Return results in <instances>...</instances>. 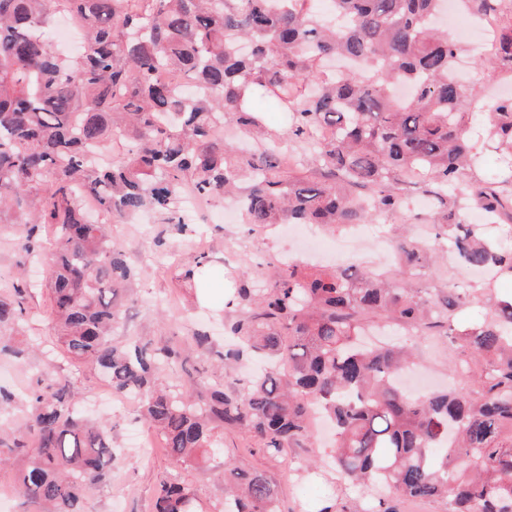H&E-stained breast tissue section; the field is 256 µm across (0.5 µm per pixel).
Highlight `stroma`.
Segmentation results:
<instances>
[{"instance_id": "stroma-1", "label": "stroma", "mask_w": 512, "mask_h": 512, "mask_svg": "<svg viewBox=\"0 0 512 512\" xmlns=\"http://www.w3.org/2000/svg\"><path fill=\"white\" fill-rule=\"evenodd\" d=\"M474 50H465L461 62L475 99L487 101L490 95L512 94V80L499 69L473 66ZM201 222L196 229L177 231L162 216L150 213L130 224L113 228L137 267L135 292L138 302L129 308L127 318L117 331L118 339L142 338L161 347L169 342H183L193 329L210 331L209 351H188L167 372L172 379L191 377L223 385L226 392L239 393L245 386L241 370L225 371L218 357L227 346L224 325L217 311L228 289V271L224 265L226 251L240 255V266L263 268L272 260L296 256L298 239L290 235L287 225L274 224L258 230L248 224H229L223 207L200 211ZM43 252L39 264L23 268V258L9 234L0 233V284L15 280L18 275L37 281L48 267L54 251L53 229L42 228ZM208 266L212 275L213 299L195 298L191 289L182 287L180 273L197 264ZM32 321L28 327V344L36 345L26 363L1 358L0 370L8 377L0 387L23 393L33 384L38 373L74 380L81 400L99 418L113 422L112 444L125 449V456L116 460L106 484L92 491L84 502V512H150L159 481L174 475V465L161 452V437L148 426L135 422L136 405L108 407L112 397L109 384L90 366L77 365L51 355L56 339L51 328L50 300L45 288L35 286L28 297ZM416 365L425 367L440 381H447L454 354L443 336L413 334L407 340ZM224 447L237 466L263 471L278 487L284 512H311L312 503L325 498L344 507L346 512H365L364 488L345 480L341 475L320 465L326 454L324 442L309 440L301 447L288 449L278 457L269 456L259 437L235 426H225Z\"/></svg>"}]
</instances>
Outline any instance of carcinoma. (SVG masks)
Returning a JSON list of instances; mask_svg holds the SVG:
<instances>
[{
  "label": "carcinoma",
  "mask_w": 512,
  "mask_h": 512,
  "mask_svg": "<svg viewBox=\"0 0 512 512\" xmlns=\"http://www.w3.org/2000/svg\"><path fill=\"white\" fill-rule=\"evenodd\" d=\"M512 0H465L500 23L496 52L483 65L512 71ZM0 0V224L28 257L42 224L59 225L48 274L55 336L62 354L97 369L164 439L176 467L224 473L217 512H280L275 485L224 455L221 432L235 425L279 456L311 439L319 408L335 438L330 458L353 483L380 481L400 498L441 500L445 512H512V296L434 278L443 249L473 269L512 276V174L468 178L476 153L466 134L483 106L453 74L461 47L432 17L441 0ZM79 16L83 51L56 49L51 20ZM360 66L336 80L325 59ZM179 71L199 90L185 96L159 77ZM404 82L412 96L402 100ZM258 94L286 107L283 131L250 106ZM239 126L254 148L224 140ZM482 138L512 171V98L495 101ZM115 140L128 142L107 156ZM316 172L291 167L288 146ZM428 197L431 235L398 224L399 257L386 275L369 269H307L272 263L256 287L239 286L224 305L237 362H267L247 390L168 381L163 369L183 348L112 332L130 301L135 267L112 225L154 211L183 231L180 200L234 194L246 223L350 224L410 210L413 191ZM484 211L501 234L487 239L467 210ZM29 288L0 289V357L22 359L15 342L30 318ZM484 298L489 313L462 328L456 314ZM384 322L415 332L437 329L465 352L472 387L414 397L397 383L411 363L403 346L367 349L362 326ZM112 426L86 414L66 379L40 377L14 428H0V469L24 512H83L121 449ZM151 512H206L197 489L172 477L155 490Z\"/></svg>",
  "instance_id": "obj_1"
}]
</instances>
